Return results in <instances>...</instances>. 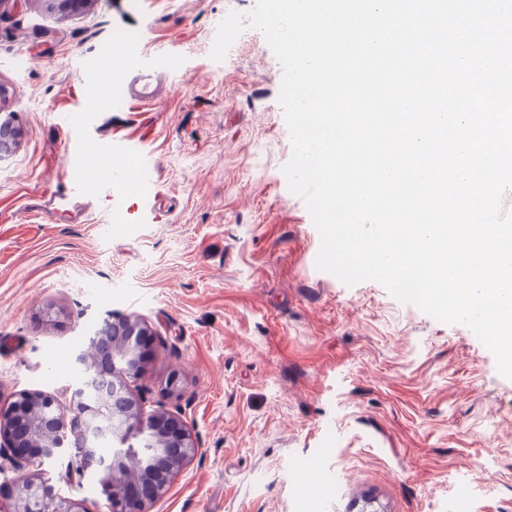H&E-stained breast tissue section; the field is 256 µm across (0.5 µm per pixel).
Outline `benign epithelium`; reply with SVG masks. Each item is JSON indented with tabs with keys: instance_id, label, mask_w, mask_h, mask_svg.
<instances>
[{
	"instance_id": "obj_1",
	"label": "benign epithelium",
	"mask_w": 512,
	"mask_h": 512,
	"mask_svg": "<svg viewBox=\"0 0 512 512\" xmlns=\"http://www.w3.org/2000/svg\"><path fill=\"white\" fill-rule=\"evenodd\" d=\"M17 138L0 124V157ZM152 335L136 315L108 322L88 336L89 350L77 356L81 376L65 389L62 401L45 392H21L0 406V449L17 474V492L0 512H39L37 483L29 470L45 460L67 457L78 473L93 475L104 490L109 512H148L147 506L166 490L172 477L189 461L194 444L182 411L163 407L148 412L139 394L148 358L142 341ZM140 437L154 448L142 459L136 478L127 474L126 446ZM50 512H89L86 500L58 496Z\"/></svg>"
}]
</instances>
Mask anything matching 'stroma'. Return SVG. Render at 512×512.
Listing matches in <instances>:
<instances>
[{"label":"stroma","instance_id":"obj_1","mask_svg":"<svg viewBox=\"0 0 512 512\" xmlns=\"http://www.w3.org/2000/svg\"><path fill=\"white\" fill-rule=\"evenodd\" d=\"M255 3L0 5V121L21 131L0 158V214L15 217L0 222V405L60 393L89 334L136 315L155 334L148 400L181 408L196 448L149 512H512V379L466 326L317 269L320 235L282 171L277 58L254 28L210 58L218 24ZM120 32L131 64L168 72L159 103L84 69ZM98 101L85 148L135 144L140 198L75 155L67 115ZM70 160L111 206L59 201ZM50 471L108 512L96 480Z\"/></svg>","mask_w":512,"mask_h":512}]
</instances>
